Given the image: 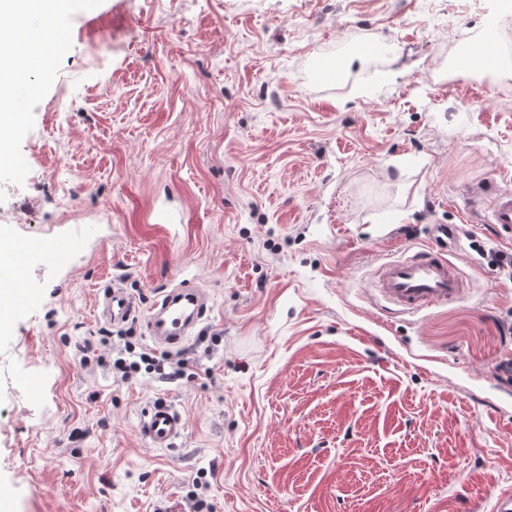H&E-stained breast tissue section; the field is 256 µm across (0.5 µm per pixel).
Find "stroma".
<instances>
[{
  "instance_id": "obj_1",
  "label": "stroma",
  "mask_w": 512,
  "mask_h": 512,
  "mask_svg": "<svg viewBox=\"0 0 512 512\" xmlns=\"http://www.w3.org/2000/svg\"><path fill=\"white\" fill-rule=\"evenodd\" d=\"M66 49L0 170V235L36 251L0 330V496L12 512H469L512 484V251L468 187L512 191V14L497 0H70ZM499 41L496 70L458 49ZM176 216L155 224L152 211ZM95 224L67 266L47 246ZM453 224L467 298L409 315L372 271ZM184 347L145 317L183 280ZM131 327L182 379L81 364ZM42 392L32 395L30 378ZM167 400L185 433L152 447ZM210 311L207 293L183 282L164 292L146 316L148 336L157 345L167 348L182 346L201 325ZM98 307L101 317L111 324H121L129 320L134 308L130 297L122 288L116 287L104 294ZM184 431L182 417L164 400L154 403L141 423L142 435L155 448L173 447Z\"/></svg>"
}]
</instances>
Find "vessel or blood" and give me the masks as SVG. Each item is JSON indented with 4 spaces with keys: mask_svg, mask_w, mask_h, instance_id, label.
I'll return each mask as SVG.
<instances>
[{
    "mask_svg": "<svg viewBox=\"0 0 512 512\" xmlns=\"http://www.w3.org/2000/svg\"><path fill=\"white\" fill-rule=\"evenodd\" d=\"M474 198L490 203V222L497 235L512 237V192L497 189L494 183L473 187ZM454 235L452 227L438 225L433 230L432 245L417 254L389 260L374 272L377 297L414 314L436 303L459 302L468 294L465 280L447 263L443 254ZM18 266L0 272V280L11 290L12 302L26 304L25 277L22 267L30 263L29 251L19 253ZM100 315L107 322L121 324L133 312L130 297L120 288H111L99 303ZM210 311L207 293L191 283H183L164 292L149 309L146 330L151 340L167 348L182 346L201 325ZM185 431L181 416L166 401H158L147 410L141 423V433L156 448H170Z\"/></svg>",
    "mask_w": 512,
    "mask_h": 512,
    "instance_id": "b4317fda",
    "label": "vessel or blood"
}]
</instances>
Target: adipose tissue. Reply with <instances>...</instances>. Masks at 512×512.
Instances as JSON below:
<instances>
[{
	"label": "adipose tissue",
	"instance_id": "adipose-tissue-1",
	"mask_svg": "<svg viewBox=\"0 0 512 512\" xmlns=\"http://www.w3.org/2000/svg\"><path fill=\"white\" fill-rule=\"evenodd\" d=\"M67 0H0V16L14 18L13 26H0V159L9 157L21 118L12 107L14 81L28 64L47 63L51 42L44 32L28 27L30 18L56 20Z\"/></svg>",
	"mask_w": 512,
	"mask_h": 512
}]
</instances>
